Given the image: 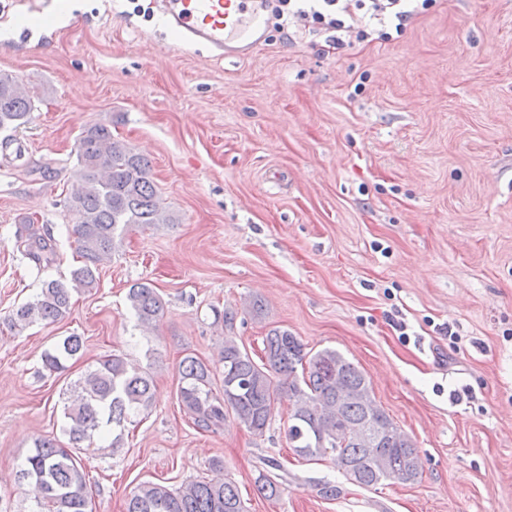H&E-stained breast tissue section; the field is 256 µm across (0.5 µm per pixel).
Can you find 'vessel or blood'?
I'll list each match as a JSON object with an SVG mask.
<instances>
[{"label": "vessel or blood", "instance_id": "vessel-or-blood-1", "mask_svg": "<svg viewBox=\"0 0 512 512\" xmlns=\"http://www.w3.org/2000/svg\"><path fill=\"white\" fill-rule=\"evenodd\" d=\"M264 0H171L166 26L175 51L206 47L213 57L241 60L266 40Z\"/></svg>", "mask_w": 512, "mask_h": 512}]
</instances>
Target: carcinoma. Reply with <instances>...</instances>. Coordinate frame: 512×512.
<instances>
[{
	"label": "carcinoma",
	"instance_id": "1",
	"mask_svg": "<svg viewBox=\"0 0 512 512\" xmlns=\"http://www.w3.org/2000/svg\"><path fill=\"white\" fill-rule=\"evenodd\" d=\"M32 110L31 97L20 90L15 77L0 72V130L26 125ZM76 156L80 180L66 198V207L76 217L72 233L81 265L68 280L44 281L40 293L13 312L14 324L62 321L69 313L72 292L96 287L99 266L131 226L173 223L159 203L150 161L112 138L109 125L96 123L81 132ZM25 224L26 234L16 236L17 249L39 266L51 265L54 240L39 233L34 221L27 219ZM127 301L144 327L155 323L164 309L160 295L147 282L131 285ZM83 350L82 336L72 333L45 353L44 366L62 369ZM220 363L221 396L212 392L208 364L190 355L179 363L180 399L196 429L214 431L230 413L261 437L270 426L275 403L286 394L293 404L288 439L302 456L311 461L331 456L338 471L362 488L418 478L415 444L377 404L364 373L336 350L313 354L287 330L272 329L263 338L260 361L227 336ZM152 386L150 374L130 366L125 357L99 358L75 382L64 404L73 448H95V438L107 428H124L131 414L149 408ZM262 464L255 486L271 498L279 491L282 465L273 458ZM21 479L31 488L38 512H92L81 463L54 439H34ZM125 512H245V506L234 483L202 479L175 490L144 482L129 493Z\"/></svg>",
	"mask_w": 512,
	"mask_h": 512
}]
</instances>
